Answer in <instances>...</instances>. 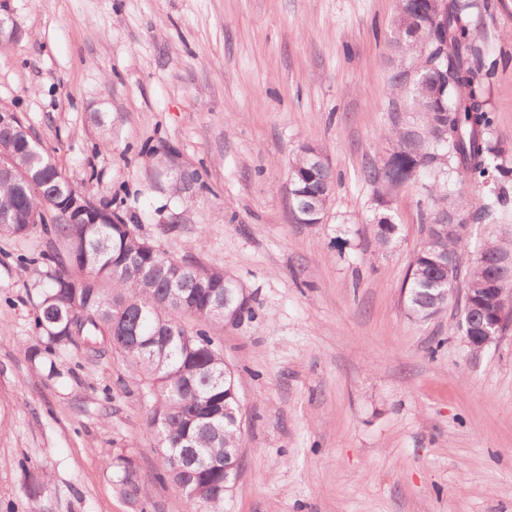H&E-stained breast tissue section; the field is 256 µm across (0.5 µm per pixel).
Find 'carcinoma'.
<instances>
[{"instance_id": "cac0c4a2", "label": "carcinoma", "mask_w": 512, "mask_h": 512, "mask_svg": "<svg viewBox=\"0 0 512 512\" xmlns=\"http://www.w3.org/2000/svg\"><path fill=\"white\" fill-rule=\"evenodd\" d=\"M421 8V0H403L395 36L414 32ZM479 11V0H448L446 14L424 25L421 75L444 88L443 100L407 85L403 74L394 76L411 101L410 112L395 115L394 127L383 135L399 153L394 161L380 153L366 171L367 180L386 195L415 170L446 166L456 184L487 190L477 206L463 194L448 202L446 183L432 190L434 209L426 215L424 237L405 279L404 305L418 321L447 310L454 289L462 286L478 293L492 282L512 291L511 235L489 233L472 252L461 231L451 237L442 233L452 222L464 225L474 207L478 218L491 223L512 200V169L493 138L490 96L497 60L475 34ZM335 183L328 168L309 182L295 181L291 189L301 197L293 198L294 206L305 194L330 196ZM198 184L196 171L170 181L178 194ZM74 195L88 211L76 221L65 215ZM46 213L54 215L51 231L64 242L65 254L45 257L49 269L32 319L39 345L30 357L54 374L55 357L71 346L92 357L104 356L108 348L119 354L144 377L140 392L149 403L147 426L156 439L159 475L178 485L189 512H224L239 470L243 406L237 368L224 361L204 325L214 321L210 309L221 301L224 324L252 321V295L220 267L187 259L178 267L177 258L141 237L137 214L129 216L74 185L16 118L0 126V233L26 236L45 225ZM373 235L380 247H390L399 225L382 214ZM72 269L81 276H73ZM185 316L198 326L187 327ZM117 468L122 493L137 500L133 460L120 456Z\"/></svg>"}]
</instances>
